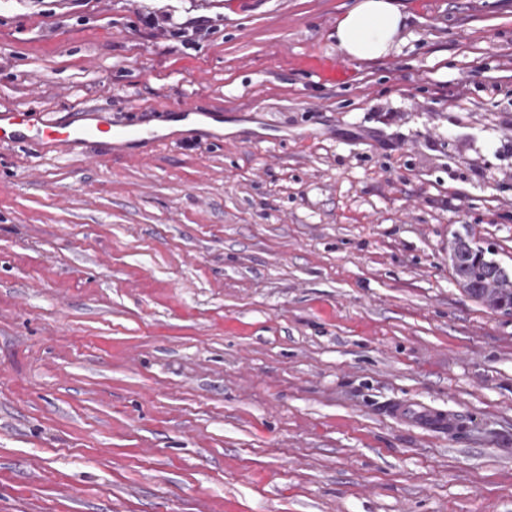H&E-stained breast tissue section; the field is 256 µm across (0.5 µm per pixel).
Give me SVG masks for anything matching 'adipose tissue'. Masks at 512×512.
Masks as SVG:
<instances>
[{
    "instance_id": "obj_1",
    "label": "adipose tissue",
    "mask_w": 512,
    "mask_h": 512,
    "mask_svg": "<svg viewBox=\"0 0 512 512\" xmlns=\"http://www.w3.org/2000/svg\"><path fill=\"white\" fill-rule=\"evenodd\" d=\"M405 19L395 0H358L336 22V48L358 61L381 58L399 43Z\"/></svg>"
}]
</instances>
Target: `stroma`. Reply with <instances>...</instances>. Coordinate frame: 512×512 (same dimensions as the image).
<instances>
[{
  "label": "stroma",
  "mask_w": 512,
  "mask_h": 512,
  "mask_svg": "<svg viewBox=\"0 0 512 512\" xmlns=\"http://www.w3.org/2000/svg\"><path fill=\"white\" fill-rule=\"evenodd\" d=\"M355 2L0 0L1 112L224 123L0 146V512H512V0ZM336 22V48L349 59L370 61L399 43L406 15L394 0H358ZM489 249L473 243L468 235L454 237L448 262L456 285L471 299L492 312L512 313V276L492 258Z\"/></svg>",
  "instance_id": "1"
}]
</instances>
